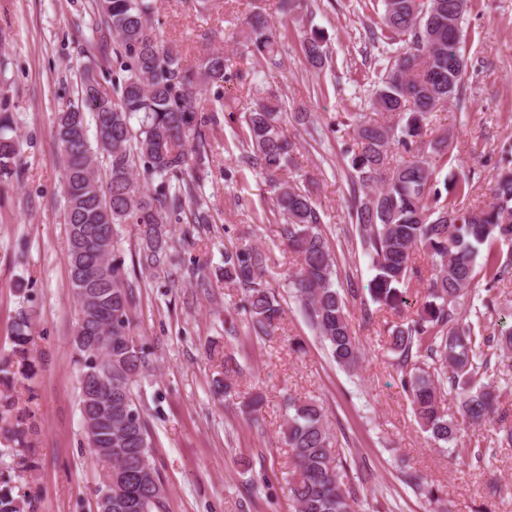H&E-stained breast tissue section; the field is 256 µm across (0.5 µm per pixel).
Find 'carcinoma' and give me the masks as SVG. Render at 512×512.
Instances as JSON below:
<instances>
[{
    "instance_id": "cac0c4a2",
    "label": "carcinoma",
    "mask_w": 512,
    "mask_h": 512,
    "mask_svg": "<svg viewBox=\"0 0 512 512\" xmlns=\"http://www.w3.org/2000/svg\"><path fill=\"white\" fill-rule=\"evenodd\" d=\"M380 42L395 47L375 82L370 107L398 116L379 122L349 113L353 147L347 149L354 196L353 235L370 259L375 275L367 291L372 303L399 313L408 309L412 279L427 278L424 302L395 326L389 349L415 421L435 442L461 445L459 453L481 461L486 449L464 441L465 430L490 422L499 443L512 447V415L499 407L493 356L512 352V328L490 327L495 285L512 274V257L501 245L512 242V145L501 148L504 165L482 208L464 209L455 195L469 176L453 166L450 137H428L432 113L464 99L468 60L463 23L469 0H382ZM93 32L116 41L114 58L91 59L79 79L78 98L56 115L63 172L64 223L68 230L69 286L78 305L72 345L79 366V410L83 439L100 466L98 493H110L109 512H157L165 487L153 462L152 433L135 378L147 354L130 336L139 282L129 278L115 254L118 227L134 224V250L140 271L169 278L177 262L166 224L186 219L209 224L201 202V175L213 158L210 127L214 109L201 102V83L226 80L224 52H207L198 68L183 62L153 25L154 0H93ZM307 0H278L281 18H297ZM245 42L252 57L281 66L282 38L265 13L254 11ZM308 64L322 69L329 52L322 36L301 41ZM112 68V91L99 70ZM286 106L275 95L255 103L240 119V143L247 163L264 176L273 205L282 216L281 237L298 259L290 284L294 297L336 365L357 371L361 347L346 316L347 298L336 288L337 256L324 233V219L310 191L284 172L294 165L296 143L285 133ZM92 117L94 138L88 136ZM20 141L12 116L0 114V180L17 173ZM422 250L427 268L412 264ZM265 254L256 247L224 252V280L244 293L241 318L245 335L261 338L278 328L284 313L277 295L262 279ZM485 288L474 287L477 277ZM31 317L22 309L12 325V349L0 357V385L32 379ZM457 399V413L440 410L441 395ZM36 415L0 391V435L21 456L32 452ZM291 465L288 493L296 512H354L346 454L333 447L322 407L288 398L284 430ZM26 501L0 489V512H25Z\"/></svg>"
}]
</instances>
